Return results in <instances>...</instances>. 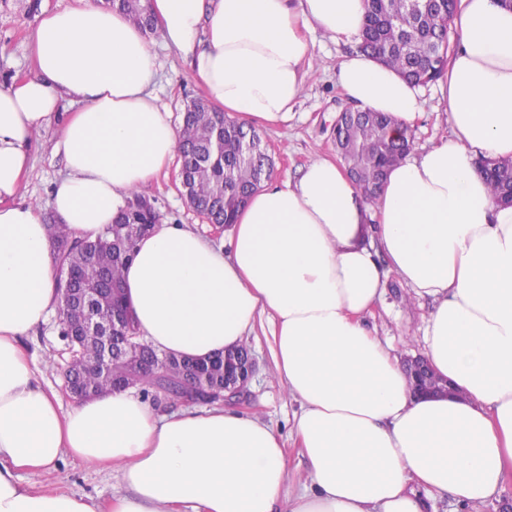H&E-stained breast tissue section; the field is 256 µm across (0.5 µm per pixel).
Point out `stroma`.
Returning <instances> with one entry per match:
<instances>
[{
    "label": "stroma",
    "mask_w": 512,
    "mask_h": 512,
    "mask_svg": "<svg viewBox=\"0 0 512 512\" xmlns=\"http://www.w3.org/2000/svg\"><path fill=\"white\" fill-rule=\"evenodd\" d=\"M75 0H0V88L24 78L32 69L31 34L42 11L62 10L74 6ZM312 60L304 91L286 120L258 122L257 127L275 157L272 181L296 179L310 160L323 156L334 158L332 127L347 102L336 87V70L354 45L335 41L321 33H310ZM158 81L155 93L167 104L174 126H181L184 108L191 99L201 97L203 90L191 76L188 64L172 50H159ZM425 113L414 129V153H421L450 135L445 103L438 83L421 89ZM59 136L58 126H51L32 144V169L26 180L28 198L47 202L54 183L65 173L62 156L53 151ZM180 160H173L156 178L151 198L164 223L185 224L214 244L227 243V232H215L206 220L193 210L181 194L178 179ZM430 311L426 300H412L408 287L397 276H390L385 294L368 321L380 338L387 340L402 358L422 354L421 337ZM246 341L257 360L243 411L253 413L270 425L280 436H287L299 404L288 398L279 385L271 353L268 319L257 320ZM30 354L49 360L44 381L60 393L63 406L72 397L64 391L63 370L70 353L60 336V316L51 314L47 322L27 340ZM41 487L77 493L108 501L119 492L114 473L67 457L39 481Z\"/></svg>",
    "instance_id": "35a3bbf8"
}]
</instances>
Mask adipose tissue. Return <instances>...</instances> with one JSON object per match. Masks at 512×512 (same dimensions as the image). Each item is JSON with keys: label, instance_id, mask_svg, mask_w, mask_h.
I'll use <instances>...</instances> for the list:
<instances>
[{"label": "adipose tissue", "instance_id": "adipose-tissue-1", "mask_svg": "<svg viewBox=\"0 0 512 512\" xmlns=\"http://www.w3.org/2000/svg\"><path fill=\"white\" fill-rule=\"evenodd\" d=\"M152 11V39L93 0L42 13L33 72L0 89V512H424L429 497L475 508L512 489V207L477 164L512 159V10L499 0H459L441 79L452 135L392 167L375 201L318 157L296 180L261 185L227 248L161 223L124 269L137 331L159 352L204 358L269 317L308 483L285 495L283 441L252 415H161L128 390L66 410L43 385L24 339L58 305L44 213L96 240L177 151L152 92L154 45L249 125L286 119L301 97L304 29L350 41L366 20L364 0H152ZM336 85L396 129L423 114L420 89L362 53ZM65 99L77 105L54 146L66 174L43 206L22 193L30 147ZM392 271L434 301L424 354L448 395L418 394L367 324ZM66 455L114 471L124 493L103 504L36 490Z\"/></svg>", "mask_w": 512, "mask_h": 512}]
</instances>
